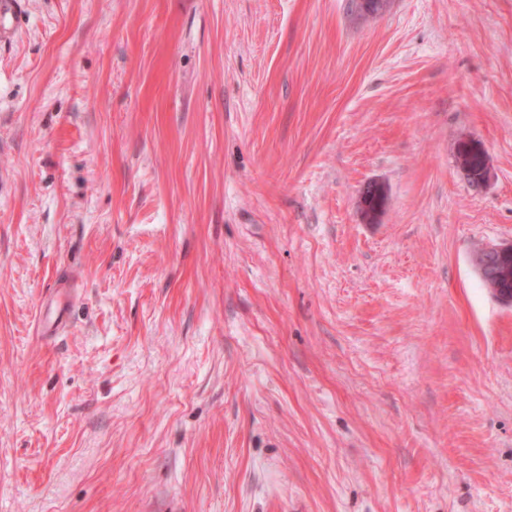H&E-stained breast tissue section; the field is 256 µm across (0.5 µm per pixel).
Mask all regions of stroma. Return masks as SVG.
<instances>
[{
	"label": "stroma",
	"instance_id": "1",
	"mask_svg": "<svg viewBox=\"0 0 512 512\" xmlns=\"http://www.w3.org/2000/svg\"><path fill=\"white\" fill-rule=\"evenodd\" d=\"M510 242L512 0H24L0 512H512ZM467 145L456 144L455 148V160L457 165L462 169L463 167H468L466 165L467 161L472 159V156L477 153L481 160V174H482V182L484 183L489 176V164H488V155L482 143L477 140L471 139ZM388 195L385 186L378 182H370L364 186L359 195L357 206L367 223H375L387 205ZM510 256H512V244L487 246V247L481 249L477 253V255L475 257V263L478 268L479 274L482 277L481 280H482L485 288H488L491 290L492 288L500 287V288H506V289L510 290V292L512 291V260H510V265H511L510 276H511V278L509 281H507V277H505V278L502 277L503 273L501 272L500 267L499 268H500L501 276H499L497 278H493V279L484 278L485 273L488 275L489 271L491 269L488 266L490 259H494V262H493V269H494V267L496 266V261H495L496 259L499 260V258L510 257Z\"/></svg>",
	"mask_w": 512,
	"mask_h": 512
}]
</instances>
